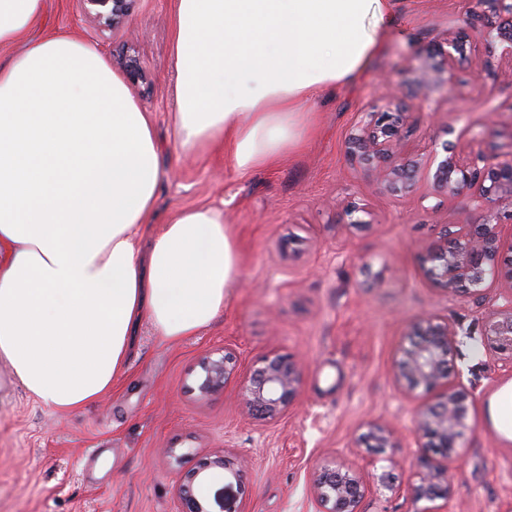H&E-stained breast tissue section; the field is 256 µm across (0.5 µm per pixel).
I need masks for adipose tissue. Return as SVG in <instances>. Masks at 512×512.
<instances>
[{"mask_svg": "<svg viewBox=\"0 0 512 512\" xmlns=\"http://www.w3.org/2000/svg\"><path fill=\"white\" fill-rule=\"evenodd\" d=\"M45 0H0V362L60 412L109 391L135 329L171 341L223 311L240 255L213 207L148 234L161 181L152 121L101 52L39 30ZM394 0H175L180 147L236 169L298 151L304 116L369 70ZM149 238L147 259L138 243Z\"/></svg>", "mask_w": 512, "mask_h": 512, "instance_id": "adipose-tissue-1", "label": "adipose tissue"}]
</instances>
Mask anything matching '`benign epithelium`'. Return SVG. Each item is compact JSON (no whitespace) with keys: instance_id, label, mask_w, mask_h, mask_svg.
Returning <instances> with one entry per match:
<instances>
[{"instance_id":"7a95c632","label":"benign epithelium","mask_w":512,"mask_h":512,"mask_svg":"<svg viewBox=\"0 0 512 512\" xmlns=\"http://www.w3.org/2000/svg\"><path fill=\"white\" fill-rule=\"evenodd\" d=\"M85 2L108 27L118 26L128 16L130 0ZM477 4L488 5V10L470 13L469 25L479 26L484 36L500 44L512 61V3L477 0ZM462 47L463 36L457 34L432 52L433 71L446 76L449 84ZM122 66L128 80L143 79L135 56H125ZM410 115V107L401 96L385 98L383 107L363 113L357 127L345 138L344 157L350 163L366 166L393 193L409 190L424 170L431 175L436 191L453 197L463 195L469 199L471 209L482 214L479 222L466 216L444 226L437 241L420 246V268L436 290L448 296L469 294L487 304L482 332L485 345L512 369V272L499 278L504 252L512 253V233L505 234L498 222L500 209H512V156L498 160L482 152L466 153L459 144L447 141L442 153L434 154L424 164L401 157L395 151L394 139ZM457 336L455 322L423 318L413 324L395 365L396 382L407 398H413L418 388L437 392L434 400L416 409L411 433L415 447L436 448L446 458L462 447L473 401V392L461 374H453L449 368ZM234 363L235 354L228 348L221 355L205 356L200 364V394L223 388L234 371ZM302 378L303 368L298 360L276 353L268 355L251 369L242 388L243 404L263 419L277 418L296 404ZM395 435L390 424L370 422L362 439L368 447L382 452L396 447ZM217 473L238 476L224 450L199 462L179 480V512H212L210 504L198 498L194 488ZM316 489L318 502L324 507L333 506L337 512H358L364 491L350 470L330 464L321 468ZM411 493L415 501L427 502L420 512H452L453 488L446 467L420 473Z\"/></svg>"}]
</instances>
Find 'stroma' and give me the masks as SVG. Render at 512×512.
Here are the masks:
<instances>
[{"mask_svg":"<svg viewBox=\"0 0 512 512\" xmlns=\"http://www.w3.org/2000/svg\"><path fill=\"white\" fill-rule=\"evenodd\" d=\"M473 0H396L383 53L354 87L324 94L301 150L270 168L241 172L222 153L182 150L174 124L172 0H133L125 23L102 29L83 0H47L41 26L97 48L117 64L129 48L145 74L130 92L154 121L163 177L154 230L178 207L222 209L241 258L224 310L198 334L172 342L142 323L126 372L82 410L59 413L29 397L0 364V512H176L174 487L212 452L228 448L239 477L199 485L224 512H319L320 468L336 463L361 476L360 512H416L411 486L436 455L415 447L417 401L394 380L396 352L412 323L435 316L459 328L452 364L476 396L457 457L449 460L455 512H504L512 501V439L491 402L512 386V369L482 342L485 310L471 296L446 297L424 278L420 244L459 220L466 197L435 195L420 177L396 196L347 163L342 143L358 113L376 104L383 75L402 84L413 121L400 149L426 158L445 141L507 157L512 152V61L479 29L466 28ZM467 30L466 58L452 84L425 87L429 51ZM481 83H472L473 70ZM365 205L370 225H347V202ZM232 349L233 375L200 396L199 362ZM304 363L295 410L275 420L250 415L240 392L270 353ZM386 421L397 447L377 454L359 436ZM96 449L88 457V449ZM392 476L382 487L381 474Z\"/></svg>","mask_w":512,"mask_h":512,"instance_id":"obj_1","label":"stroma"}]
</instances>
